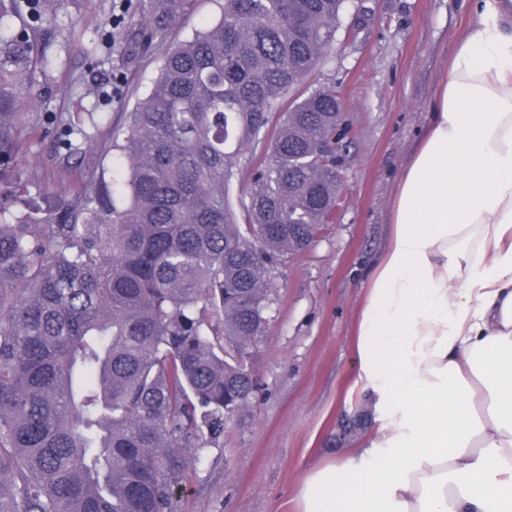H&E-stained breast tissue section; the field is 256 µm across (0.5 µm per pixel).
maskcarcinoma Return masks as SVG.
Listing matches in <instances>:
<instances>
[{"mask_svg":"<svg viewBox=\"0 0 512 512\" xmlns=\"http://www.w3.org/2000/svg\"><path fill=\"white\" fill-rule=\"evenodd\" d=\"M195 0H148L132 67ZM351 0H224L171 48L113 140L112 185L40 205L16 169L47 64L32 0H0V512H174L190 466L251 401L270 272L336 221L342 102L312 78ZM249 181L241 212L232 180Z\"/></svg>","mask_w":512,"mask_h":512,"instance_id":"cac0c4a2","label":"carcinoma"}]
</instances>
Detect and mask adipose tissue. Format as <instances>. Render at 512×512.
Returning <instances> with one entry per match:
<instances>
[{
	"label": "adipose tissue",
	"mask_w": 512,
	"mask_h": 512,
	"mask_svg": "<svg viewBox=\"0 0 512 512\" xmlns=\"http://www.w3.org/2000/svg\"><path fill=\"white\" fill-rule=\"evenodd\" d=\"M472 16L359 321L372 420L298 512H512V0Z\"/></svg>",
	"instance_id": "1"
}]
</instances>
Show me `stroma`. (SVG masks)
Segmentation results:
<instances>
[{"label":"stroma","mask_w":512,"mask_h":512,"mask_svg":"<svg viewBox=\"0 0 512 512\" xmlns=\"http://www.w3.org/2000/svg\"><path fill=\"white\" fill-rule=\"evenodd\" d=\"M143 0H72L30 35L51 63L34 74L23 132L22 186L36 196L111 171L112 138L156 80L170 45L218 20V0H196L168 23L139 66H118L123 25ZM355 36L338 35L318 84L343 101L349 146L336 221L273 270L267 334L253 347L257 399L224 426L192 466L177 512H295L305 474L338 460L371 419L350 401L355 343L370 277L387 247L392 204L423 137L441 75L472 16L466 0H370Z\"/></svg>","instance_id":"35a3bbf8"}]
</instances>
